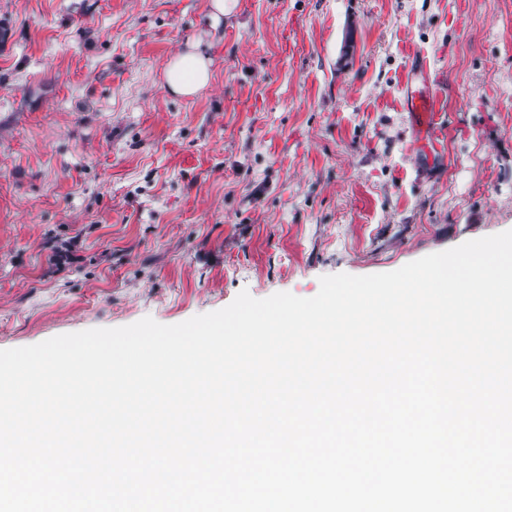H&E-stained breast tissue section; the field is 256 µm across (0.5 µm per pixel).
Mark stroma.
I'll return each instance as SVG.
<instances>
[{
  "label": "stroma",
  "mask_w": 512,
  "mask_h": 512,
  "mask_svg": "<svg viewBox=\"0 0 512 512\" xmlns=\"http://www.w3.org/2000/svg\"><path fill=\"white\" fill-rule=\"evenodd\" d=\"M0 0V349L315 296L512 229V0ZM200 42L209 86L165 87ZM425 52L447 166L403 82Z\"/></svg>",
  "instance_id": "stroma-1"
}]
</instances>
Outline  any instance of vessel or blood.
Here are the masks:
<instances>
[{"label":"vessel or blood","mask_w":512,"mask_h":512,"mask_svg":"<svg viewBox=\"0 0 512 512\" xmlns=\"http://www.w3.org/2000/svg\"><path fill=\"white\" fill-rule=\"evenodd\" d=\"M404 88L405 106L413 129V148L424 162L434 164L442 155L441 110L426 59H416L405 76Z\"/></svg>","instance_id":"obj_1"}]
</instances>
